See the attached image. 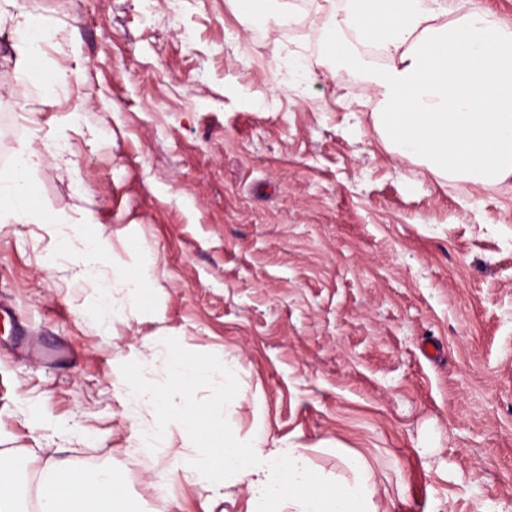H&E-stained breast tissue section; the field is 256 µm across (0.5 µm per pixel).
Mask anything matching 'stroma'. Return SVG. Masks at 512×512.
Returning <instances> with one entry per match:
<instances>
[{
	"instance_id": "stroma-1",
	"label": "stroma",
	"mask_w": 512,
	"mask_h": 512,
	"mask_svg": "<svg viewBox=\"0 0 512 512\" xmlns=\"http://www.w3.org/2000/svg\"><path fill=\"white\" fill-rule=\"evenodd\" d=\"M326 21L325 0L248 27L227 0H0V169L41 152L48 218L0 223V449L22 467H112L143 512H247L245 482L185 478L177 416L136 448V389L167 390L170 356L205 366L203 402L232 360L216 440L262 429L340 484L362 455L378 512H512V184L390 153L373 90L317 65ZM88 239L108 261L82 277ZM150 261L144 260L134 271L124 273L123 279L126 288H128L132 302L137 301L143 288H146L148 278V268Z\"/></svg>"
}]
</instances>
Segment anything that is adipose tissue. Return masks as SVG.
Returning a JSON list of instances; mask_svg holds the SVG:
<instances>
[{
    "instance_id": "obj_1",
    "label": "adipose tissue",
    "mask_w": 512,
    "mask_h": 512,
    "mask_svg": "<svg viewBox=\"0 0 512 512\" xmlns=\"http://www.w3.org/2000/svg\"><path fill=\"white\" fill-rule=\"evenodd\" d=\"M376 45L383 63L361 53ZM321 67L345 66L374 90V119L395 154L423 162L438 176L499 185L512 180V26L480 0H340L328 14ZM42 155L22 153L0 174V217L27 224L41 220L32 173ZM203 371L173 359L169 389L140 390L152 425L138 446L153 453L165 441L163 422L179 412L195 441L187 476L220 485L223 477L246 480L247 512H377L376 485L368 462L351 461L358 477L337 484L315 473L298 448L270 451L225 437L206 438L221 406L242 393L233 367L224 369L222 400L203 403L196 387ZM37 512H115L127 503L122 478L104 467L90 473L68 461L47 463L34 476Z\"/></svg>"
}]
</instances>
